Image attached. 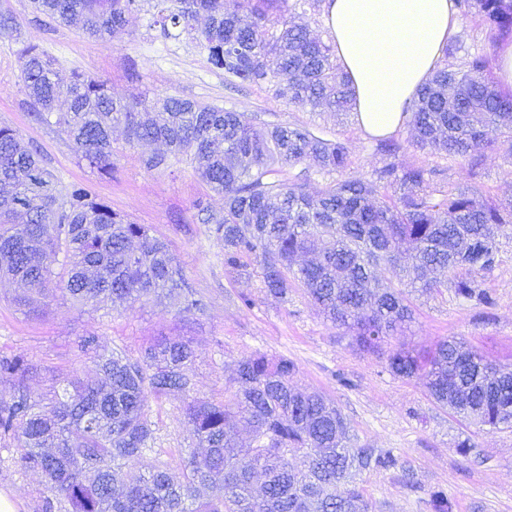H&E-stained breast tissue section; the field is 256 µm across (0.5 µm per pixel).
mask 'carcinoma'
<instances>
[{"label": "carcinoma", "instance_id": "1", "mask_svg": "<svg viewBox=\"0 0 512 512\" xmlns=\"http://www.w3.org/2000/svg\"><path fill=\"white\" fill-rule=\"evenodd\" d=\"M287 0H155L163 35L179 28L207 51L213 68L240 85H286L288 102L312 112H346L355 93L333 46L308 26L270 11ZM458 17L479 15L496 37L512 35V0H453ZM35 12L90 38L115 37L140 0H31ZM205 23H199L200 17ZM32 116L54 123L72 142L78 161L110 175L112 131L126 143H159L149 170L184 156L224 209L195 203L213 238L224 246V269L251 276L257 263L265 293L288 299L302 288L355 347L386 360L401 378L427 377L430 397L463 420L490 430L512 429V364L493 363L453 337L429 349L388 348L412 321L405 292L378 275L400 270L412 288L431 291L449 277L458 297L494 304L482 280L499 263L494 230L512 224V202L499 206L478 191L455 190L436 199L427 191L433 169L400 159L402 146L383 141L374 179L347 173L349 151L307 128L257 130L243 112L174 96H112L107 81L83 73L55 79L53 61L28 45L20 56ZM417 146L444 152L478 168L488 150L512 154V94L493 76V57L472 55L461 68L442 64L402 112ZM313 161L333 182L317 192L299 183L266 181L271 167ZM0 278L47 297L58 288L77 303L142 299L166 290L180 311L204 302L165 242L146 224L112 211L82 184L58 185L36 147L0 125ZM195 356L187 341L161 338L139 358L121 352L95 359L103 379L64 380L50 409L27 383L33 367L0 356V378L12 382L0 397V438L17 443L20 471L37 470L47 496L37 512H369L354 483L357 472L387 471L395 456L346 444L341 412L317 391L296 388L295 364L253 354L236 364L245 384L233 401L190 398L186 371ZM181 396L183 416L199 445L179 451L184 479L173 481L164 461L146 473L123 462L156 452L149 398ZM249 428L236 440L238 423ZM302 455L304 467L293 459Z\"/></svg>", "mask_w": 512, "mask_h": 512}]
</instances>
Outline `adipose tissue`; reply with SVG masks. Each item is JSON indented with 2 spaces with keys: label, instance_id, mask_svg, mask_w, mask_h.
Returning <instances> with one entry per match:
<instances>
[{
  "label": "adipose tissue",
  "instance_id": "1",
  "mask_svg": "<svg viewBox=\"0 0 512 512\" xmlns=\"http://www.w3.org/2000/svg\"><path fill=\"white\" fill-rule=\"evenodd\" d=\"M324 12L361 127L391 135L456 30L453 0H325Z\"/></svg>",
  "mask_w": 512,
  "mask_h": 512
}]
</instances>
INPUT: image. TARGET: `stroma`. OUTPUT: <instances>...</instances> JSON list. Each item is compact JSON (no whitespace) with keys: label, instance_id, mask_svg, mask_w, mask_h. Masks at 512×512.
I'll return each instance as SVG.
<instances>
[{"label":"stroma","instance_id":"obj_1","mask_svg":"<svg viewBox=\"0 0 512 512\" xmlns=\"http://www.w3.org/2000/svg\"><path fill=\"white\" fill-rule=\"evenodd\" d=\"M0 14L12 16L16 24L15 31L0 35V123L38 146L59 183L89 184L114 211L150 225L155 236L168 242L207 303L194 315L181 313L173 297L90 308L59 291L33 311L15 302L22 288L0 283V354L20 356L36 366L29 381L35 394L48 400L65 378H94L91 358L78 349L88 336L96 337L99 349L117 348L132 357L161 336L191 341L195 395L216 402L232 400L237 392L233 370L238 360L256 353L284 356L296 365L297 386L322 393L341 411L353 446L383 448L398 458V468L358 476L370 512H432L429 500L435 491L448 497L453 512H512V430L483 432L454 417L429 397L423 376L392 375L385 359L353 347L350 334L326 321L302 291L290 292L283 302L262 292L258 276H228L224 249L194 206L204 197L218 210L224 200L211 194L190 159L146 170L140 157L149 153V146L126 145L117 130L112 175H98L79 163L65 134L33 119L19 54L35 45L54 59L59 79L75 71L100 77L118 97L193 99L246 113L260 130L276 124L309 127L320 137L345 143L350 173L369 179L382 157L354 112L318 114L289 105L287 97L268 85L239 86L213 68L206 51L188 35H163L153 24L151 0H144L128 34L114 38L92 39L76 28L48 23L30 0H0ZM453 43L448 62L456 67L477 53L499 55L507 45L493 39L477 16L460 21ZM394 137L404 146V161L437 170L430 192L474 188L491 201H512V154L506 150L487 153L474 177L464 162L414 148L408 127H399ZM499 243V263L485 281L493 306L462 301L450 287L409 293L414 320L392 339V348L429 349L455 336L489 361L512 363V237H500ZM243 293L253 298L252 307L241 304ZM182 406L173 397L152 403L157 447H194ZM466 440L471 446L465 450L461 444ZM15 448V443L0 440V489L17 495L21 512H35L46 493L44 481L38 473L12 466Z\"/></svg>","mask_w":512,"mask_h":512}]
</instances>
